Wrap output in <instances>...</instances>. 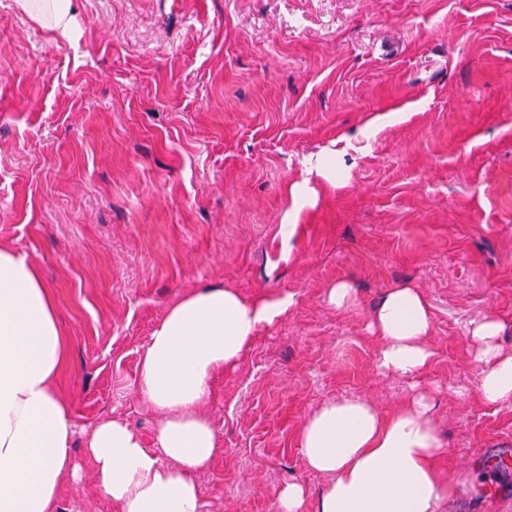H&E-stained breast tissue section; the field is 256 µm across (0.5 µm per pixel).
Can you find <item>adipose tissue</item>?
<instances>
[{
  "label": "adipose tissue",
  "instance_id": "1",
  "mask_svg": "<svg viewBox=\"0 0 512 512\" xmlns=\"http://www.w3.org/2000/svg\"><path fill=\"white\" fill-rule=\"evenodd\" d=\"M43 27L75 31L72 0H18ZM291 297L251 299L237 290L202 287L171 305L153 330L135 377L138 398L155 419L148 448L125 421L99 423L84 453L95 483L118 512H204L196 475L212 461L219 437L205 412L210 384L237 366L258 332L279 320ZM433 326L425 294L389 288L371 316L386 374L418 376L433 360ZM502 323H469L477 394L490 407L512 403V350ZM67 344L53 298L38 269L0 247V512H57L65 480L82 468L75 425L57 390ZM309 469L323 476L315 512H441L454 482L436 466L442 449L433 426V396L416 388L389 413L348 398L322 405L302 424Z\"/></svg>",
  "mask_w": 512,
  "mask_h": 512
}]
</instances>
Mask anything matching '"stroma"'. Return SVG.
<instances>
[{
  "label": "stroma",
  "instance_id": "35a3bbf8",
  "mask_svg": "<svg viewBox=\"0 0 512 512\" xmlns=\"http://www.w3.org/2000/svg\"><path fill=\"white\" fill-rule=\"evenodd\" d=\"M194 2L183 20L73 0L64 38L0 0V245L54 296L75 456L113 417L152 445L141 349L171 304L227 286L292 304L211 383L206 512H276L294 479L314 512L304 420L349 395L388 410L415 383L436 393L448 512H512V468L493 465L512 460V407L477 399L466 335L491 314L512 347V0ZM401 283L433 315L414 381L378 371L368 329ZM58 512L113 509L87 472Z\"/></svg>",
  "mask_w": 512,
  "mask_h": 512
}]
</instances>
